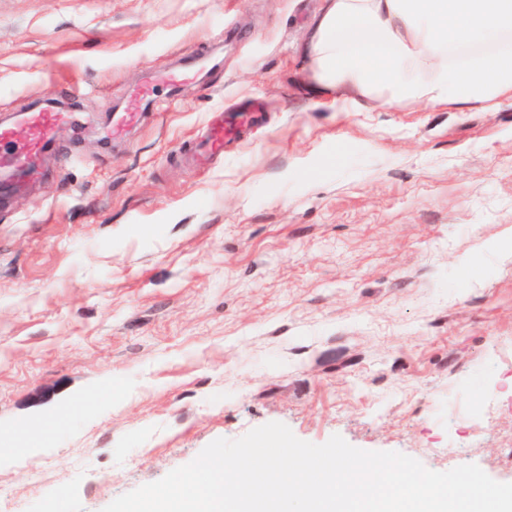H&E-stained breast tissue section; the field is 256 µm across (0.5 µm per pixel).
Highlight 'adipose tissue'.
Returning <instances> with one entry per match:
<instances>
[{
	"label": "adipose tissue",
	"instance_id": "adipose-tissue-1",
	"mask_svg": "<svg viewBox=\"0 0 512 512\" xmlns=\"http://www.w3.org/2000/svg\"><path fill=\"white\" fill-rule=\"evenodd\" d=\"M340 112L512 103V0H326L311 27Z\"/></svg>",
	"mask_w": 512,
	"mask_h": 512
}]
</instances>
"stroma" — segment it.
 I'll return each mask as SVG.
<instances>
[{"mask_svg": "<svg viewBox=\"0 0 512 512\" xmlns=\"http://www.w3.org/2000/svg\"><path fill=\"white\" fill-rule=\"evenodd\" d=\"M323 4L0 0V118L72 115L0 194V428L53 442L0 467L16 512H102L269 422L512 483V252L490 249L512 234V103L330 111L304 53ZM101 383L92 418L50 420ZM249 112H226L223 118L212 125L208 137L203 140L198 159L206 162L210 157L224 151L229 136L237 134L249 121Z\"/></svg>", "mask_w": 512, "mask_h": 512, "instance_id": "obj_1", "label": "stroma"}]
</instances>
